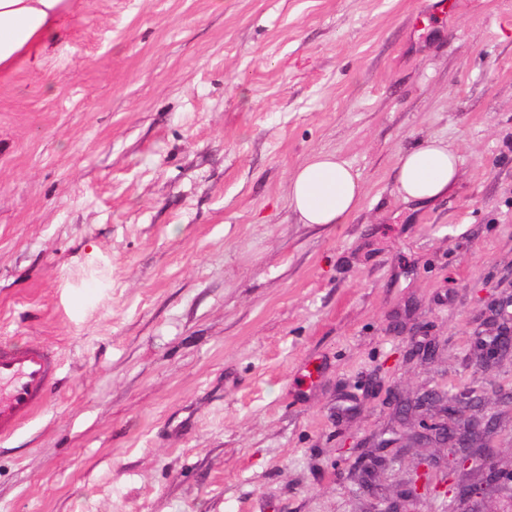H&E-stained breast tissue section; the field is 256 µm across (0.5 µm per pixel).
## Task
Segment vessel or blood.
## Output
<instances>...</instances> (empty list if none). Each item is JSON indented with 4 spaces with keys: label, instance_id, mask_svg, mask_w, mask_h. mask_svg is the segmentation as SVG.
I'll return each instance as SVG.
<instances>
[{
    "label": "vessel or blood",
    "instance_id": "b4317fda",
    "mask_svg": "<svg viewBox=\"0 0 512 512\" xmlns=\"http://www.w3.org/2000/svg\"><path fill=\"white\" fill-rule=\"evenodd\" d=\"M59 356L33 340L19 348L0 349V438H6L48 406Z\"/></svg>",
    "mask_w": 512,
    "mask_h": 512
}]
</instances>
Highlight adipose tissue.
I'll list each match as a JSON object with an SVG mask.
<instances>
[{
    "instance_id": "1",
    "label": "adipose tissue",
    "mask_w": 512,
    "mask_h": 512,
    "mask_svg": "<svg viewBox=\"0 0 512 512\" xmlns=\"http://www.w3.org/2000/svg\"><path fill=\"white\" fill-rule=\"evenodd\" d=\"M72 0H0V74L22 60L38 61L56 39ZM460 158L444 141L429 139L399 157L403 201L429 203L459 175ZM363 185L335 153H312L289 178L288 203L303 224H345L359 208Z\"/></svg>"
}]
</instances>
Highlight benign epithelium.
Returning <instances> with one entry per match:
<instances>
[{
	"mask_svg": "<svg viewBox=\"0 0 512 512\" xmlns=\"http://www.w3.org/2000/svg\"><path fill=\"white\" fill-rule=\"evenodd\" d=\"M490 336L491 341L480 346V353L473 360L478 369L491 360L512 356L511 326L498 327L490 332ZM487 401L486 396L460 394L450 397L432 389L416 399L396 397L395 411L399 416L421 418L409 436L412 445L422 448L438 444L453 448L459 451L454 457L455 466L466 471L473 464L485 474L495 476L499 473V464L492 449L485 446L473 451L478 448L477 440L488 437L493 430L495 417L486 412ZM433 468L434 464L429 461L421 463L408 481L407 494L420 496L448 489V474L436 481Z\"/></svg>",
	"mask_w": 512,
	"mask_h": 512,
	"instance_id": "1",
	"label": "benign epithelium"
}]
</instances>
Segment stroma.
I'll return each instance as SVG.
<instances>
[{
	"label": "stroma",
	"instance_id": "stroma-1",
	"mask_svg": "<svg viewBox=\"0 0 512 512\" xmlns=\"http://www.w3.org/2000/svg\"><path fill=\"white\" fill-rule=\"evenodd\" d=\"M434 2L74 0L0 75V338L60 355L0 512H371L444 458L353 475L431 389L505 395L499 490L405 512H512V360L471 363L488 305L512 316V0ZM431 138L458 180L404 202ZM315 151L361 178L348 223L289 206ZM460 157L444 141L428 139L399 157L400 192L404 202L429 203L448 193L459 175Z\"/></svg>",
	"mask_w": 512,
	"mask_h": 512
}]
</instances>
